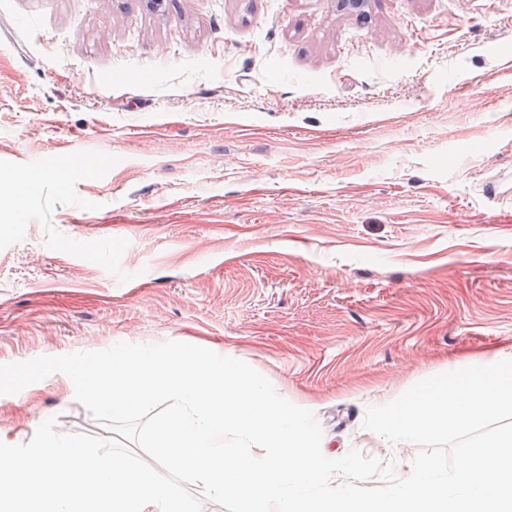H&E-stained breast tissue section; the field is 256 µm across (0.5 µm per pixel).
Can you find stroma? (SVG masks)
Segmentation results:
<instances>
[{
  "instance_id": "stroma-1",
  "label": "stroma",
  "mask_w": 512,
  "mask_h": 512,
  "mask_svg": "<svg viewBox=\"0 0 512 512\" xmlns=\"http://www.w3.org/2000/svg\"><path fill=\"white\" fill-rule=\"evenodd\" d=\"M0 364L179 341L369 407L512 351V0H0ZM111 438L56 373L0 432Z\"/></svg>"
}]
</instances>
